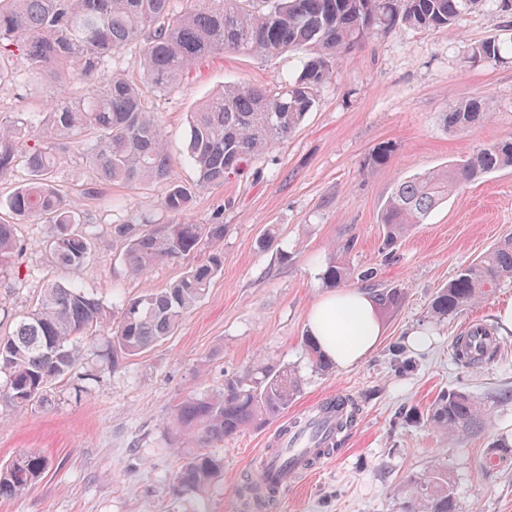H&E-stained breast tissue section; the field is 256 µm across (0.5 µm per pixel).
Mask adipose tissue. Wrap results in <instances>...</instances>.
Here are the masks:
<instances>
[{"instance_id":"adipose-tissue-1","label":"adipose tissue","mask_w":512,"mask_h":512,"mask_svg":"<svg viewBox=\"0 0 512 512\" xmlns=\"http://www.w3.org/2000/svg\"><path fill=\"white\" fill-rule=\"evenodd\" d=\"M308 328L321 350L340 368L365 359L383 333L372 295L357 288L336 290L314 303Z\"/></svg>"}]
</instances>
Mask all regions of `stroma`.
Returning <instances> with one entry per match:
<instances>
[{
  "label": "stroma",
  "instance_id": "obj_1",
  "mask_svg": "<svg viewBox=\"0 0 512 512\" xmlns=\"http://www.w3.org/2000/svg\"><path fill=\"white\" fill-rule=\"evenodd\" d=\"M485 39L505 42L499 60H473L474 44ZM296 66L293 53L216 54L155 98L173 176L195 189L192 220L223 218L222 271L164 341L116 362L110 335L82 340L79 365L49 387L46 401L0 402V466L28 452L50 460L34 485L0 499V512H398L410 475L435 463L447 466L460 512H512V461L482 467L497 439H512V335L487 364L465 370L452 360L453 339L470 325L496 328L498 309L512 303V280L462 314L443 321L428 314L440 288L512 236V168L462 185L392 252L384 250L381 224L399 179L452 165L512 135V11L486 0L460 15L454 31L401 28L374 38L338 60L287 141L244 175L198 186L186 157L188 112L227 85L275 87ZM56 93L49 80L10 82L0 86V111L36 113ZM487 97L494 102L489 121L463 136L447 132L443 114L451 101ZM386 146L391 155L376 162ZM80 152L70 144L56 174L63 189L77 192L92 242L78 281L116 312L144 288L169 287L193 260L130 275L126 242L113 226L135 214L167 221L163 188L113 185L98 197L80 195L88 180ZM270 230L276 241L260 248ZM51 234L47 224H18L20 250L0 268V333L33 307L47 278L65 279L46 248ZM335 258L354 275L373 269L380 287L401 289L404 299L384 316L385 335L363 363L323 372L304 338L310 308L328 293L321 274ZM414 330L427 331L432 347L413 351L406 338ZM281 368L300 379L287 414L208 445L224 462L208 487L176 486L178 467L197 452L173 420L176 405L218 394L225 379ZM458 387L478 396L486 414L481 433L452 439L421 414ZM337 395L359 408L340 450L257 506L247 489L279 431Z\"/></svg>",
  "mask_w": 512,
  "mask_h": 512
}]
</instances>
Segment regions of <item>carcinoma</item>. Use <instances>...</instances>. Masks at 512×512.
I'll use <instances>...</instances> for the list:
<instances>
[{"label":"carcinoma","mask_w":512,"mask_h":512,"mask_svg":"<svg viewBox=\"0 0 512 512\" xmlns=\"http://www.w3.org/2000/svg\"><path fill=\"white\" fill-rule=\"evenodd\" d=\"M0 0V84L14 79L5 61L17 59L28 76L52 80L56 101L41 118L25 112H0V179L18 168L28 178L5 201L9 218L0 220V264L18 251L15 221L49 224L47 241L55 265L78 273L90 255L84 223L71 194L59 188L55 174L62 141L83 147L82 160L90 180L82 194L100 196L106 186L162 184L163 224L142 218L114 225L117 237L129 240L124 253L128 271L145 275L154 265L195 254L224 239L225 225L197 224L189 217L193 192L173 178L172 158L163 128L145 95L168 91L204 59L218 52L272 56L286 51L302 54L299 72L274 89L226 86L187 119V155L198 174V185L221 184L282 143L312 111L339 58L365 42L401 27L452 30L464 12L485 0ZM131 44L139 56L129 70L113 61ZM503 47L489 40L472 48V57L496 60ZM485 100H457L444 113L448 132L462 134L490 119ZM512 167V137L476 150L458 164L415 174L398 182L386 202L381 223L385 245L394 246L456 189L488 174ZM221 253L162 290L147 289L124 302L111 323L107 305L74 284L46 280L36 307L19 318L12 332L0 336V372L8 374L0 398L25 406L44 400L52 382L76 366L80 338L111 332L112 355L135 356L170 335L183 314L205 294L222 270ZM323 279L341 288L350 269L330 262ZM512 279V237L462 270L433 298L429 315L444 320L458 315ZM378 309L396 310L402 293L373 288ZM305 347L316 367L328 370L316 342L305 336ZM455 360L465 368L494 360L495 343L473 355L467 337H457ZM299 392L297 376L288 369L269 371L246 382L230 379L211 397H187L175 409V421L204 445L258 428L280 415ZM337 415L336 431L357 421L358 408L336 397L322 406ZM426 422L445 436L464 437L478 429L483 408L467 391L438 397L425 412ZM49 468L40 454H22L0 468V498H12L31 487ZM223 469L220 459L199 453L175 473L180 487L201 489ZM448 467L435 464L411 483L401 512H459L450 491Z\"/></svg>","instance_id":"1"}]
</instances>
